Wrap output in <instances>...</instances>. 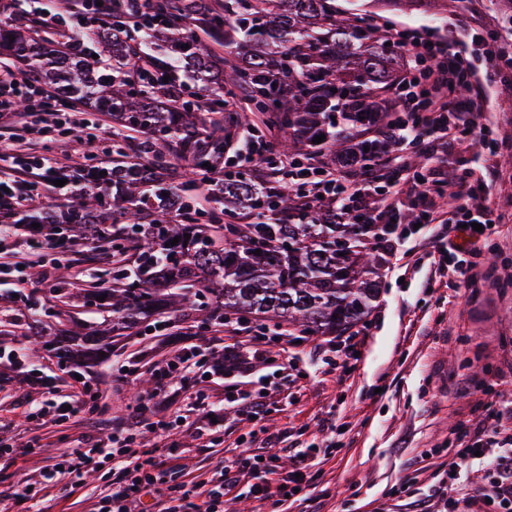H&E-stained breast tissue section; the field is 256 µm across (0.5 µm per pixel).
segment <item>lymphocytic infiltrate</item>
<instances>
[{
    "instance_id": "obj_1",
    "label": "lymphocytic infiltrate",
    "mask_w": 512,
    "mask_h": 512,
    "mask_svg": "<svg viewBox=\"0 0 512 512\" xmlns=\"http://www.w3.org/2000/svg\"><path fill=\"white\" fill-rule=\"evenodd\" d=\"M122 2L57 0L42 21L59 26L62 48L88 53L98 21L111 19ZM395 39L405 63L392 85L387 110L364 115L360 122L364 134L374 142L391 144L393 153L375 167L344 173L334 168L306 173L288 160L282 165L281 178L296 193L335 200L351 223L368 225L373 240L400 245L395 223L417 225L426 247L439 252L441 259H452L460 287L470 294L488 282L494 271L484 262L479 245L496 232L497 207L490 189L502 174L495 165V129L486 121L484 104L487 85L512 94V49L492 47L480 25H452L447 34L435 36L407 29L396 32ZM475 57L491 63L489 79L473 71ZM28 99L36 100L42 115L60 112L53 95L11 68H1L0 116ZM475 140L486 152L484 160L471 152ZM418 153L428 157L426 172L411 167L410 159ZM223 326L225 335L237 339L224 364L238 374H251L254 363L271 356L288 355L287 334H272L241 319H225ZM208 357V348L193 345L188 354L161 361L154 370L155 389L131 410L137 425L156 432L177 429L180 417L170 408L168 392L176 381L187 380L203 367ZM484 409V419H462L452 427L457 461L438 483L429 486L418 502L422 510L449 492L468 493L466 470L478 463L489 480L477 491V499L490 501L491 512H512V433H502L498 426L512 405L494 399ZM137 437L136 428L121 429L108 444L89 445L80 437L75 450L54 457L52 464L75 485L87 471L111 463L112 490L103 497L99 512H145L147 496L154 512H224L225 498L232 494L277 510L296 490L309 487L315 465L311 449L300 448L291 471L281 472L278 462L262 458L259 451L260 445L275 442V435H256L252 438L255 450L228 458L210 480L173 485L164 450L141 451L135 446Z\"/></svg>"
}]
</instances>
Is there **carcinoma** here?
<instances>
[{
	"label": "carcinoma",
	"mask_w": 512,
	"mask_h": 512,
	"mask_svg": "<svg viewBox=\"0 0 512 512\" xmlns=\"http://www.w3.org/2000/svg\"><path fill=\"white\" fill-rule=\"evenodd\" d=\"M152 7L166 19L160 34L168 61L140 55L121 33L126 16L139 13L134 4L115 13L112 27H98L95 59L48 55L37 31L23 34L0 22V52L57 96L116 124L112 166L84 168L92 187L74 207L15 213L20 224L63 225L70 239L87 245L101 241L109 223L112 238L131 251L112 269V287L86 295L89 305L112 313V325L67 315L66 328L41 348L62 363H96L110 352L112 336L192 303L190 288L208 299L197 310L215 324L230 311L311 336L357 325L380 290L364 225L343 223L330 200L266 190L250 168L224 174L236 121L223 112L224 67H213L208 43L239 46L241 57L229 62L231 81L247 91L255 111L269 114L282 147L305 160L327 149L345 166L376 156L368 141L350 145L343 127L355 122V107L365 109L374 89L391 86L396 51L337 11L335 0H153ZM143 60L157 71L174 67L184 79L146 72L136 82L131 71ZM273 73L281 82L273 83ZM137 134L147 135L140 150ZM321 134L323 142L313 143ZM204 181L209 209L197 200Z\"/></svg>",
	"instance_id": "1"
}]
</instances>
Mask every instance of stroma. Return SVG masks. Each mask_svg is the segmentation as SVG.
<instances>
[{
  "instance_id": "stroma-1",
  "label": "stroma",
  "mask_w": 512,
  "mask_h": 512,
  "mask_svg": "<svg viewBox=\"0 0 512 512\" xmlns=\"http://www.w3.org/2000/svg\"><path fill=\"white\" fill-rule=\"evenodd\" d=\"M336 8L383 34L403 27L442 34L447 23L466 26L472 20L464 0H336ZM488 117L499 126L497 163L505 177L493 188L502 217L499 232L482 248L486 262L505 274L497 287L467 297L458 290L452 268H438L426 249L399 260L378 247L380 294L369 315L352 329L362 348L349 371L321 364L329 336H306L289 344L288 371H280L275 361L261 367L274 399L286 403V410H270L255 424L225 408L223 424L207 445L198 430L208 421L192 404L199 392L222 404L225 383L220 376L194 377L171 391V408L188 413V426L163 437L142 429L143 450L165 447L172 475L182 480L220 468L237 440L256 425L279 436L270 450L285 471L293 463L292 447L322 448L331 440L335 446L321 464L319 481L307 499H289L286 512H375L382 502L390 512H413L415 500L433 481L424 469V455L436 464L452 462L450 430L463 411L483 400L470 380L484 378L502 400L512 399V98H498ZM89 120L99 127V141L89 148L71 140L65 152L68 175L92 159L101 166L112 163L111 119L93 114ZM40 263L54 275L68 267L70 311L84 322H101L95 307L87 305L83 286L105 267L90 259L88 246L44 249ZM430 277L437 281L435 288L422 290L421 281ZM35 299L36 313L24 308L0 314V348L23 353L20 367L0 364V439L13 446L12 454L0 457V495L29 484L43 491L32 501L31 512H96L108 489L106 470L95 471L66 493L64 476L43 472L49 457L71 450L81 435L92 442L106 440L113 424L130 422V407L143 393L140 379L152 375L157 361L185 344L223 351L224 335L214 325H202L195 310L186 307L165 315L160 328L113 337L109 363L77 372L36 351V344L57 329L58 306L45 287ZM124 364L136 366V374L115 382ZM34 375L51 377L60 396L71 393L77 381L86 382L98 394L97 408L64 421H29L40 400L28 382ZM410 475L415 483L403 486Z\"/></svg>"
}]
</instances>
